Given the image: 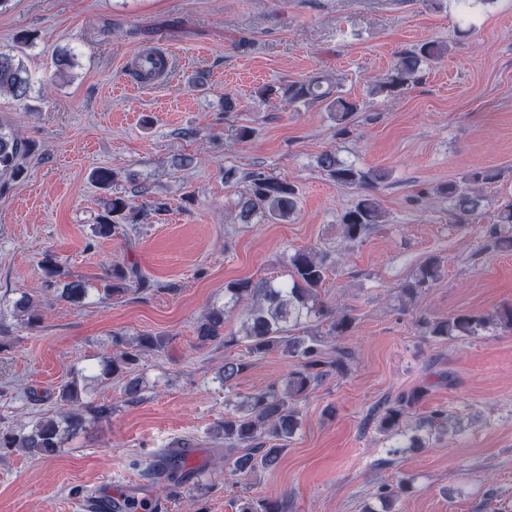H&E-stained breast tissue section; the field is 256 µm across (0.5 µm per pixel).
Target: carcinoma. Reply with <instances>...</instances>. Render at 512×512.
Returning <instances> with one entry per match:
<instances>
[{"mask_svg": "<svg viewBox=\"0 0 512 512\" xmlns=\"http://www.w3.org/2000/svg\"><path fill=\"white\" fill-rule=\"evenodd\" d=\"M448 51L447 44L428 41L416 51L400 54L388 77L376 86L375 93L386 96L400 93L418 79L422 64L438 62L448 56ZM53 65L56 77L64 79L74 67L73 55L67 50L58 51ZM322 84L320 78L290 84L284 95L291 102H325L328 110L336 114L338 134L345 135L348 133L347 120L358 111V104L340 95L333 96L330 90L322 89ZM31 91L32 76L23 58L11 51L0 50V94L7 93L15 100L23 101ZM28 150L25 141L0 126V176L21 177L24 169L20 158ZM319 166L336 184L346 188L357 189L385 179L384 173L364 171L353 163L339 159L331 151L320 155ZM495 178L493 170L476 168L462 180L450 181L439 187V193L449 202V213L454 223L469 224L473 221L485 207L486 197L481 193L480 186ZM246 180L248 185L239 203L240 223L288 221L297 206V191L292 183L261 171L251 172ZM130 209V201L124 197L109 199L105 214L93 228L94 235L107 239L126 235L118 220ZM382 223L383 213L377 198L363 194L342 217V237L348 242H358ZM489 237L488 248L494 251L512 249L511 202L499 207L497 224ZM41 267L45 286L49 289L59 286L63 272L56 257L46 255ZM442 270L441 258L428 256L404 286L405 294L411 296L418 289L437 281ZM328 273L329 267L320 249L297 250L288 257L284 279L265 278L256 282L239 280L227 285L224 288V304L211 306L197 324L195 333L200 345H240L248 357L278 352L294 366L280 381L244 397L234 412L211 428V437L224 443V469L233 476L248 478L261 469L273 466L299 427L295 402L332 372L344 368L345 351L336 349L334 360L328 359L323 351L325 337L345 336L353 327L349 314L321 298V289ZM107 281L104 294L110 297L123 295L131 289L143 292L151 287L149 280L132 265H112L107 272ZM86 294L87 288L83 282L70 281L61 287L57 298L79 302ZM238 305L246 306L243 320L240 329L228 335L224 333V324ZM39 307L40 302L36 297L24 293L14 301L13 314L26 327L35 328L41 323ZM325 320L329 323L327 336L308 330L309 324ZM493 323L512 327V308L487 314L460 313L445 320L425 321L428 334L435 337L479 336ZM164 346L165 338L150 332H142L132 338L115 334L112 336V356L103 361L99 377H122L126 400L138 401L145 386L142 378L134 374L135 365L145 352L160 350ZM250 366L247 357L242 356L224 361L218 373L221 386L231 390ZM425 394L426 389H415L397 401L386 402L378 408L376 418L379 431L392 438L405 439L403 443L390 446L388 455L396 457L404 448L422 447L419 437H408L400 430V422L407 409ZM59 400L67 406L60 415L41 417L17 430L0 431V451L21 448L34 456H52L60 452L68 436L85 430L87 425L112 413V409L104 404L83 400L75 381L61 389ZM421 428L429 436L448 430V413L442 409L430 411L423 419ZM191 447L193 443L186 441L181 448L171 451L166 457L169 466L185 469L188 455L182 449ZM408 488V482L403 480L384 485L378 492V499L390 504L404 497ZM238 512L287 510L281 500L255 502L248 498L242 502Z\"/></svg>", "mask_w": 512, "mask_h": 512, "instance_id": "1", "label": "carcinoma"}]
</instances>
